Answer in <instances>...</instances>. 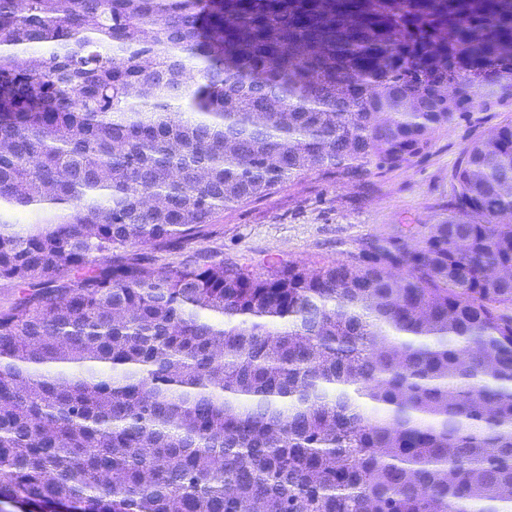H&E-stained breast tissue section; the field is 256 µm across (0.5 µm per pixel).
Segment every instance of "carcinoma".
<instances>
[{"instance_id": "obj_1", "label": "carcinoma", "mask_w": 512, "mask_h": 512, "mask_svg": "<svg viewBox=\"0 0 512 512\" xmlns=\"http://www.w3.org/2000/svg\"><path fill=\"white\" fill-rule=\"evenodd\" d=\"M509 66L512 0H0V504L512 512V119L347 260L141 251L410 165Z\"/></svg>"}]
</instances>
